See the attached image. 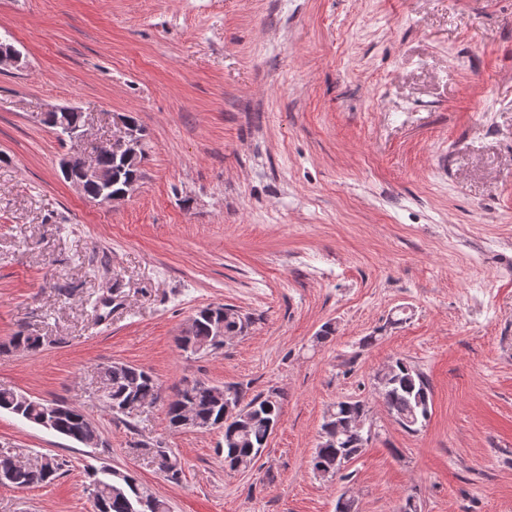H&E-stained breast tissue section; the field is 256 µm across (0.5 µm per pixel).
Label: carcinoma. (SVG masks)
<instances>
[{"label":"carcinoma","mask_w":512,"mask_h":512,"mask_svg":"<svg viewBox=\"0 0 512 512\" xmlns=\"http://www.w3.org/2000/svg\"><path fill=\"white\" fill-rule=\"evenodd\" d=\"M44 124L64 135L69 128L81 125V113L71 112L64 119L52 116ZM143 148L132 156H105L102 164L112 170V194L118 195L133 189L141 178ZM250 318L237 312L230 305L206 306L199 309L189 329L178 338L179 348L190 355L213 354L224 344L245 333ZM43 338L19 331L8 344L0 347L6 351L21 347L36 352ZM382 402L388 414L405 431L415 433L426 424L431 411V388L427 378L407 361L397 358L376 376ZM101 398L114 414H124L160 398L159 389L150 374L123 363L103 368L100 377ZM243 385L224 386V399H219L215 387L203 382L185 386L168 400L166 415L169 424L179 417L181 407L187 405L193 413L190 427L210 430L224 414L227 402L241 403L238 418L224 424V468L231 471L252 469L258 456L267 447L273 433L272 427L280 421L284 394L270 389L246 398ZM53 402L24 399L12 390H0V410L15 414L24 420L40 424L45 410ZM367 420L366 405L361 400L344 398L336 401L322 424V435L317 444L311 465L321 476H335L345 464L360 456L369 436L360 424ZM89 431L87 421L80 413H73L60 422L56 434L82 443ZM12 460L0 455V473L9 475L7 486L29 488L55 480L63 462L54 455L42 454L33 469H11ZM96 512H170L168 504L153 495L129 473L100 469L93 473L91 483Z\"/></svg>","instance_id":"1"}]
</instances>
